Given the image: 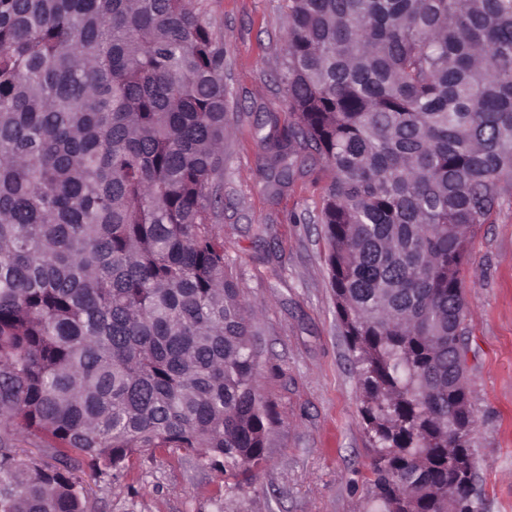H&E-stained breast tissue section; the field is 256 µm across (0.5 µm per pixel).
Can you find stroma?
<instances>
[{
    "instance_id": "obj_1",
    "label": "stroma",
    "mask_w": 512,
    "mask_h": 512,
    "mask_svg": "<svg viewBox=\"0 0 512 512\" xmlns=\"http://www.w3.org/2000/svg\"><path fill=\"white\" fill-rule=\"evenodd\" d=\"M224 42V258L249 307L270 412L266 464L236 482L196 455L158 448L84 480L91 512H372L371 456L358 368L336 317L318 210L330 174L316 166L282 193L263 168L257 121L288 122L279 83L283 0H194ZM466 382L482 512H512V190L476 228L464 276Z\"/></svg>"
}]
</instances>
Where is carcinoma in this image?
Instances as JSON below:
<instances>
[{
  "mask_svg": "<svg viewBox=\"0 0 512 512\" xmlns=\"http://www.w3.org/2000/svg\"><path fill=\"white\" fill-rule=\"evenodd\" d=\"M192 0H0V512H88L76 472L266 461L216 224L224 45ZM280 190L319 209L376 512H480L462 273L512 187V0H285ZM34 437L59 466L20 457Z\"/></svg>",
  "mask_w": 512,
  "mask_h": 512,
  "instance_id": "1",
  "label": "carcinoma"
}]
</instances>
